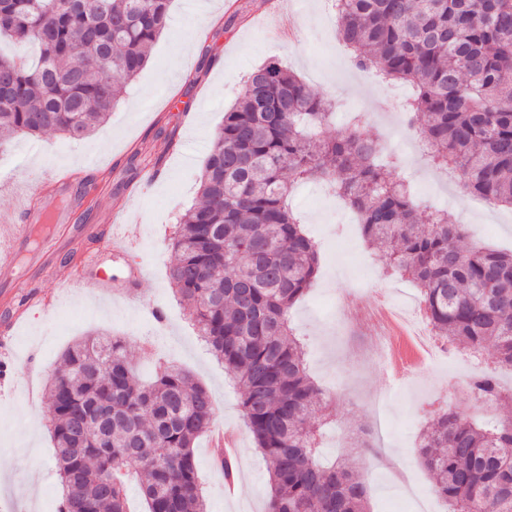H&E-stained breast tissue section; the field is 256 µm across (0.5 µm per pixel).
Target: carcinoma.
I'll list each match as a JSON object with an SVG mask.
<instances>
[{
  "instance_id": "carcinoma-1",
  "label": "carcinoma",
  "mask_w": 512,
  "mask_h": 512,
  "mask_svg": "<svg viewBox=\"0 0 512 512\" xmlns=\"http://www.w3.org/2000/svg\"><path fill=\"white\" fill-rule=\"evenodd\" d=\"M170 3L0 0V37L37 49L27 65L0 54V152L17 134L78 139L103 123L146 65ZM336 14L357 68L412 87L404 111L420 121L431 162L512 209V0H336ZM336 108L277 61L253 70L171 238L170 285L241 390L269 473L267 512H368L359 477L319 459L312 422L336 395L311 378L288 317L318 265L291 184L322 181L349 204L385 269L417 287L434 335L464 354L491 346L512 371V252L460 246L467 225L416 199L360 114L323 135ZM62 361L47 387L57 512H128L131 474L147 512H206L194 445L213 427L208 390L168 363L140 383L118 338L87 337ZM465 388L512 401L493 374ZM418 448L450 512H512V416L480 424L437 413Z\"/></svg>"
}]
</instances>
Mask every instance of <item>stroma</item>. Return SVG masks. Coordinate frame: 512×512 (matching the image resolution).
Wrapping results in <instances>:
<instances>
[{
  "mask_svg": "<svg viewBox=\"0 0 512 512\" xmlns=\"http://www.w3.org/2000/svg\"><path fill=\"white\" fill-rule=\"evenodd\" d=\"M238 19L232 29L212 24V0H172L170 20L156 40L143 70L127 86L107 121L83 140L54 132L16 135L0 153V225L17 222L23 206L50 198L46 181L69 188L86 183L88 193L72 198L62 231L74 243L67 253L79 266L90 243L75 233L79 224L105 228L114 206L126 203L141 226L128 257L107 263L108 275L123 277L128 265L142 264L140 291L149 309L114 304L111 294L62 287L52 277L38 279L56 298L52 308L30 307L0 351L11 378L0 387V512H55L61 498L47 383L64 349L75 340L101 334L125 339L128 359L141 378L152 374L156 358L174 362L210 393L215 423L235 432L238 470L233 493L224 490L214 464L210 437L194 446L207 512H265L270 493L266 462L246 430L240 393L232 377L200 340L187 310L173 296L167 273L175 260L169 246L179 213L197 199L198 178L224 112L241 94L247 73L270 60L296 73L315 92L363 113L365 128L380 137L401 170H413V187L423 201L468 225L469 243L512 250V209H486L461 179H446L428 160H410L398 130L410 89L401 83L371 81L353 66L338 37L336 17L325 0H230ZM197 42L199 52L188 45ZM179 98L182 109L169 108ZM185 143L186 153L169 151ZM290 199L319 244V272L309 293L290 312L304 347L309 373L338 401L322 426V455L345 461L367 490L370 512H415L422 496L428 512H445L442 498L420 463L419 436L427 419L416 408L438 388L457 384L456 403L469 397L461 384L462 364L440 359L425 368L413 386L397 387L368 340L372 317L358 314L349 296L370 299L393 288V302L415 297L404 278L382 279L383 263L368 246L358 224L343 221L341 200L320 182L292 184Z\"/></svg>",
  "mask_w": 512,
  "mask_h": 512,
  "instance_id": "35a3bbf8",
  "label": "stroma"
}]
</instances>
